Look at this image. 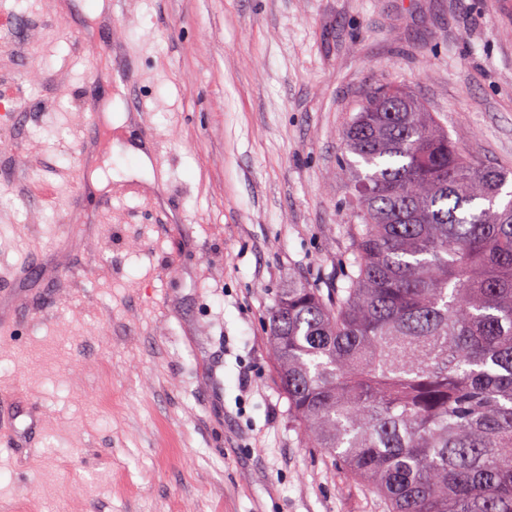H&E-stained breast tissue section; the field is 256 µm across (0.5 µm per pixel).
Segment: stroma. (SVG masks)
<instances>
[{"instance_id":"1","label":"stroma","mask_w":512,"mask_h":512,"mask_svg":"<svg viewBox=\"0 0 512 512\" xmlns=\"http://www.w3.org/2000/svg\"><path fill=\"white\" fill-rule=\"evenodd\" d=\"M90 11L0 0V512H386L305 446L267 316L291 280L345 285L340 133L371 81L512 169V0ZM116 98L111 152L88 118Z\"/></svg>"}]
</instances>
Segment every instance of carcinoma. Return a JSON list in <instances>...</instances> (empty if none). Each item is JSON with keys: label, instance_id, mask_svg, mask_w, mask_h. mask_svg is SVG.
Instances as JSON below:
<instances>
[{"label": "carcinoma", "instance_id": "obj_1", "mask_svg": "<svg viewBox=\"0 0 512 512\" xmlns=\"http://www.w3.org/2000/svg\"><path fill=\"white\" fill-rule=\"evenodd\" d=\"M356 107L346 285L268 313L288 410L387 512H512V172L400 85Z\"/></svg>", "mask_w": 512, "mask_h": 512}]
</instances>
